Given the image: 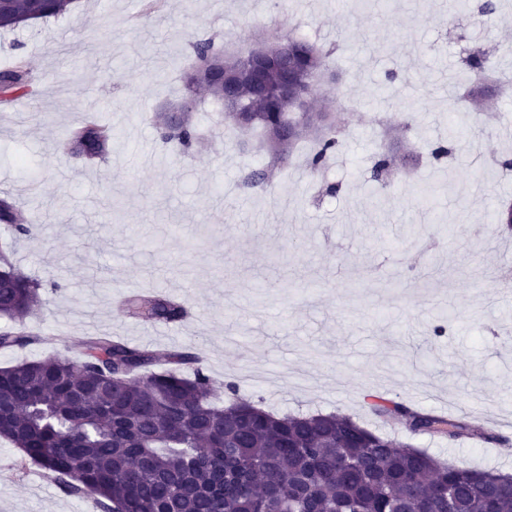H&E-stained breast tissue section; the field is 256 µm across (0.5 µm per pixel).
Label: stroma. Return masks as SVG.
I'll return each instance as SVG.
<instances>
[{
    "label": "stroma",
    "instance_id": "obj_1",
    "mask_svg": "<svg viewBox=\"0 0 512 512\" xmlns=\"http://www.w3.org/2000/svg\"><path fill=\"white\" fill-rule=\"evenodd\" d=\"M78 0L66 15L0 31V70L26 59L31 94L0 104V192L32 236L0 224V249L41 284L28 319L40 343L0 352V367L62 356L108 334L141 348L193 349L219 396L276 414L341 412L447 463L512 474V93L474 133L459 87L474 46L512 47V0L492 24L460 0ZM331 51L330 102L346 128L324 175L285 167L269 192L243 181L270 161L258 136L225 138L199 100L203 149L162 147L145 117L183 94L193 41L241 52L283 17ZM93 112L114 131L110 163L64 153L61 134ZM410 131L394 135L406 115ZM464 123L453 152L428 149ZM419 154L383 193L370 181L380 149ZM336 182L333 196L323 191ZM165 290L189 315L158 335L128 318L125 295ZM447 322L437 336L433 328ZM384 396L465 423L468 434H413L375 415ZM493 421L503 444L477 440ZM0 440V512H100L94 500L32 482Z\"/></svg>",
    "mask_w": 512,
    "mask_h": 512
}]
</instances>
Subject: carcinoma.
Here are the masks:
<instances>
[{
	"label": "carcinoma",
	"mask_w": 512,
	"mask_h": 512,
	"mask_svg": "<svg viewBox=\"0 0 512 512\" xmlns=\"http://www.w3.org/2000/svg\"><path fill=\"white\" fill-rule=\"evenodd\" d=\"M72 0H11L0 14V30H15L34 21L64 14ZM308 45L313 52L304 65L314 77L330 70L329 54L293 29L271 34ZM195 61L217 55L213 40L192 43ZM465 65L471 87L467 99L475 107L488 98L486 82L493 71L492 54L481 47L468 51ZM182 74L184 96L202 90L224 101V86L191 80ZM31 77L24 60L0 71V94H26ZM246 108L257 115L251 125L224 121L261 133L271 162L253 170L246 187L265 193L272 170L288 161L294 145L315 136L308 170L322 174L343 146L334 120L310 126L288 143L273 133L289 111L285 103L272 111L247 82L239 86ZM160 141L182 153L199 137L191 115L177 125L167 110L149 117ZM64 149L87 164L112 150V126L95 119L70 129ZM395 168L389 151L375 155L372 180L388 185ZM0 224L20 237L30 225L8 196L0 197ZM41 284L22 274L9 255L0 252V317L19 321L0 333V348H22L40 338L22 319L39 299ZM120 310L144 322L178 323L183 305L164 293L129 295ZM198 356L189 351L130 347L110 336L87 341L79 365L62 357L22 361L0 367V439L50 474L72 496L90 494L102 512H512V479L492 493L483 480L498 473L442 462L423 450L396 444L351 417L328 413L276 415L240 399L237 385L226 384L224 406L211 396V382ZM381 417L403 421L412 431L447 426L459 436L465 425L412 411L402 402L372 405Z\"/></svg>",
	"instance_id": "1"
}]
</instances>
